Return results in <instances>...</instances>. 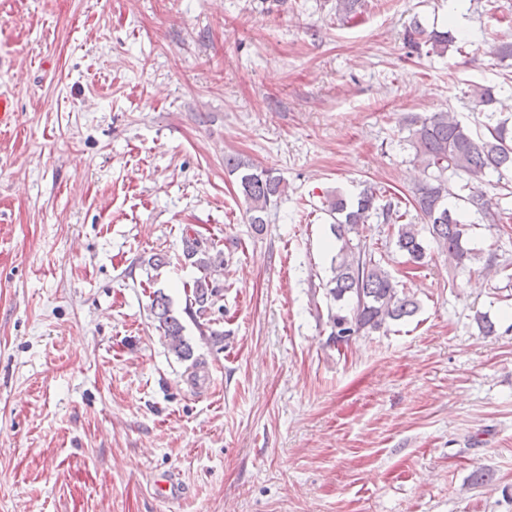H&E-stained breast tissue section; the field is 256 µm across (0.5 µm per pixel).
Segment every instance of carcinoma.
<instances>
[{
    "label": "carcinoma",
    "instance_id": "cac0c4a2",
    "mask_svg": "<svg viewBox=\"0 0 512 512\" xmlns=\"http://www.w3.org/2000/svg\"><path fill=\"white\" fill-rule=\"evenodd\" d=\"M361 8L360 0H336V12L344 20H353ZM453 43L447 31H427L413 23L405 31V44L410 53L427 57L442 56ZM473 109L483 113L485 133L474 131L468 124L448 112H435L409 120L410 142L414 160L420 164L424 179L416 187L414 206L424 224L404 223L407 212L401 211V198L389 196L379 203L382 194L375 186H367L355 198L336 192L326 199L325 212L332 219L330 231L341 242L331 260L332 277L326 283L330 300L329 338L338 346L347 345L362 333L379 331L394 321L410 318L418 311V303L398 288V282L375 259L373 249L358 239L360 226L376 216L390 226L398 251L408 256L418 269L427 263L423 231L443 247L461 269H470L476 251L468 247L470 225L460 221L448 204V196L470 205L489 224L503 219L498 201L489 190L509 186L512 179V115L498 111L499 99L490 87L476 86L470 92ZM224 167L238 174L239 190L248 205L250 224L261 231L265 214L285 192L283 180L233 154L224 156ZM460 180L458 193H452L449 179ZM185 260L208 270L223 265L222 253H210L198 238H185ZM220 288L207 277L194 281L187 295L189 308L202 317L215 304ZM151 315L162 331L172 352L179 359L192 357V347L184 337V326L173 314L169 298L154 292Z\"/></svg>",
    "mask_w": 512,
    "mask_h": 512
}]
</instances>
